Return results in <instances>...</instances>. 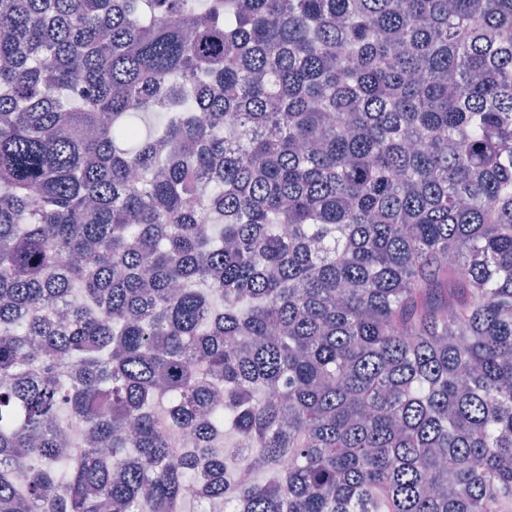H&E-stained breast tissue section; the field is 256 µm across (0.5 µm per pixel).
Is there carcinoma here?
Here are the masks:
<instances>
[{
    "instance_id": "obj_1",
    "label": "carcinoma",
    "mask_w": 512,
    "mask_h": 512,
    "mask_svg": "<svg viewBox=\"0 0 512 512\" xmlns=\"http://www.w3.org/2000/svg\"><path fill=\"white\" fill-rule=\"evenodd\" d=\"M195 487L512 512V0H0V512Z\"/></svg>"
}]
</instances>
